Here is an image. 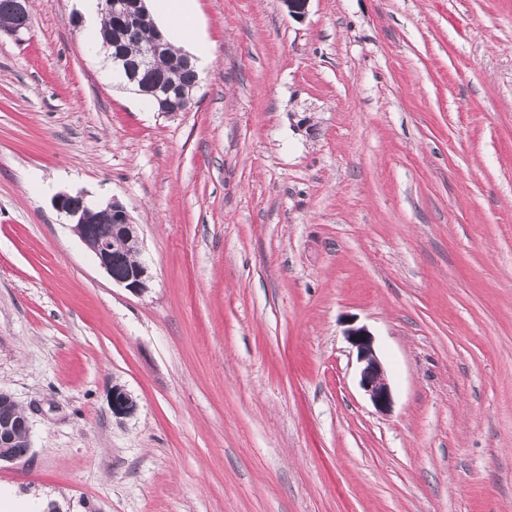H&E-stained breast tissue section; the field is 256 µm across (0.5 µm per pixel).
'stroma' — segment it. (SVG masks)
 Masks as SVG:
<instances>
[{
	"label": "stroma",
	"mask_w": 512,
	"mask_h": 512,
	"mask_svg": "<svg viewBox=\"0 0 512 512\" xmlns=\"http://www.w3.org/2000/svg\"><path fill=\"white\" fill-rule=\"evenodd\" d=\"M29 15L0 31V391L32 435L0 465L12 502L512 512V0H195L212 59L175 117L113 81L74 0ZM61 191L124 205L144 294ZM76 199L86 200L82 193L60 192L54 197L53 204L60 213L69 219L72 231L93 253L97 263L112 279V282L133 294L144 293L149 288L151 275L148 266L139 260L137 253L130 254L129 251H122L118 268H123L129 261H139L127 265L122 272H116L112 268L118 245L125 249L130 248L132 252L140 253L142 240L139 225L134 224L123 205L117 201H112L105 208L107 214H112L110 222L112 230L108 234L93 237L87 231L88 224L90 230L94 233L102 224H109V222H106L98 214L100 210L89 207V222L86 224V212L74 206V200ZM349 345L356 351L359 386L379 413L391 411L393 395L386 371L375 350L374 336L364 326L351 325L345 331ZM112 414L116 417H125L136 411L137 403L123 387L113 385L110 394Z\"/></svg>",
	"instance_id": "obj_1"
}]
</instances>
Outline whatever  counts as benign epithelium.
Listing matches in <instances>:
<instances>
[{"mask_svg":"<svg viewBox=\"0 0 512 512\" xmlns=\"http://www.w3.org/2000/svg\"><path fill=\"white\" fill-rule=\"evenodd\" d=\"M101 7L112 13L119 20L118 30L127 38L137 35L140 24L145 19L141 10V0H103ZM167 47L165 37L160 30H155L153 41L143 50L139 59L129 60L119 46L112 45V75L115 78L137 88L139 94L160 112L166 115H178L189 110L193 94L180 88L161 87L152 82L150 68L155 56ZM85 200L82 193L60 192L54 199V207L70 221L72 231L93 253L99 266L112 279V282L124 287L129 292L139 295L149 288L151 275L148 266L139 261L117 272L113 269L118 247L131 251L141 250L139 225L135 224L125 209L117 201L106 205V212L112 214V230L93 237L88 231L86 212L74 206V200ZM349 345L356 351L359 364V386L371 405L380 413L391 411L393 395L387 381L386 371L375 350L374 336L364 326H350L345 331ZM112 414L125 417L136 411L137 403L123 387L112 386L110 394ZM31 450L30 435L18 440L8 429L0 430V463L16 462L25 458Z\"/></svg>","mask_w":512,"mask_h":512,"instance_id":"benign-epithelium-1","label":"benign epithelium"}]
</instances>
